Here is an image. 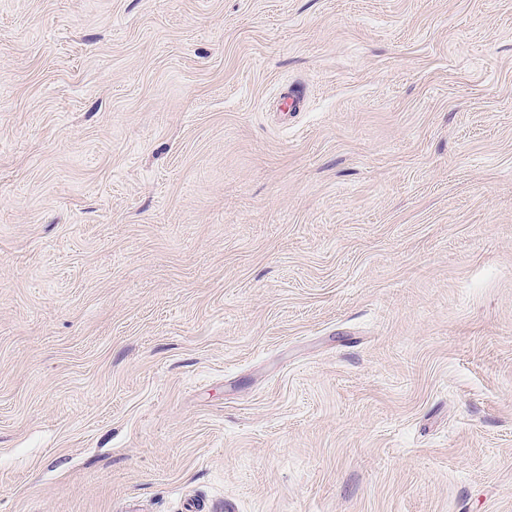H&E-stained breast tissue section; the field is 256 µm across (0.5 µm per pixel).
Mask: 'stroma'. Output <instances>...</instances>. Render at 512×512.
Masks as SVG:
<instances>
[{"mask_svg":"<svg viewBox=\"0 0 512 512\" xmlns=\"http://www.w3.org/2000/svg\"><path fill=\"white\" fill-rule=\"evenodd\" d=\"M190 501L512 512V0H0V512Z\"/></svg>","mask_w":512,"mask_h":512,"instance_id":"obj_1","label":"stroma"}]
</instances>
